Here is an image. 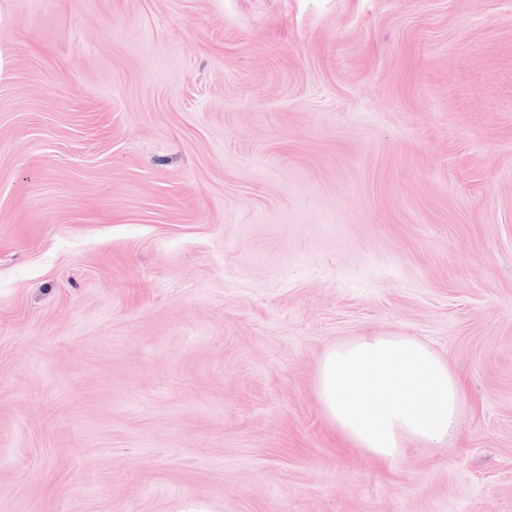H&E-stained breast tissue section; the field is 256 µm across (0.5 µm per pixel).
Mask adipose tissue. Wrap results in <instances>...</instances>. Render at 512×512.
Returning <instances> with one entry per match:
<instances>
[{"instance_id":"ef3b65f1","label":"adipose tissue","mask_w":512,"mask_h":512,"mask_svg":"<svg viewBox=\"0 0 512 512\" xmlns=\"http://www.w3.org/2000/svg\"><path fill=\"white\" fill-rule=\"evenodd\" d=\"M316 393L333 432L386 466L444 448L468 401L430 344L402 333L356 336L326 349Z\"/></svg>"}]
</instances>
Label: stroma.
I'll return each instance as SVG.
<instances>
[{
	"instance_id": "stroma-1",
	"label": "stroma",
	"mask_w": 512,
	"mask_h": 512,
	"mask_svg": "<svg viewBox=\"0 0 512 512\" xmlns=\"http://www.w3.org/2000/svg\"><path fill=\"white\" fill-rule=\"evenodd\" d=\"M430 343L445 448L330 430ZM512 512V0H0V512ZM316 393L332 431L389 468L421 449L447 447L468 405L448 361L402 333L356 336L326 349Z\"/></svg>"
}]
</instances>
